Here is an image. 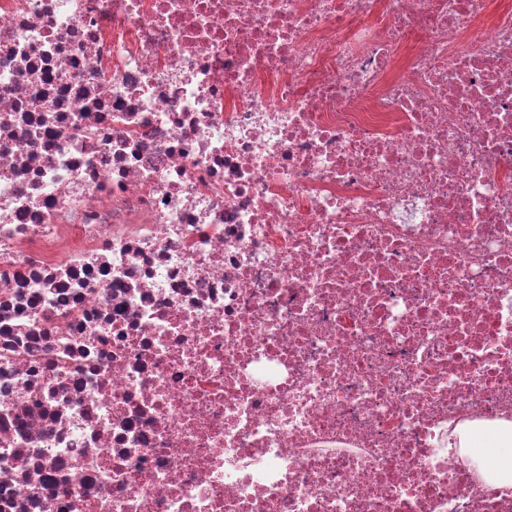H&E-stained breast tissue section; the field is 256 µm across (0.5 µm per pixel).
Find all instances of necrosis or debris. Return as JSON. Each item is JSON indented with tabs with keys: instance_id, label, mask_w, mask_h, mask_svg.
<instances>
[{
	"instance_id": "necrosis-or-debris-1",
	"label": "necrosis or debris",
	"mask_w": 512,
	"mask_h": 512,
	"mask_svg": "<svg viewBox=\"0 0 512 512\" xmlns=\"http://www.w3.org/2000/svg\"><path fill=\"white\" fill-rule=\"evenodd\" d=\"M512 6L0 0V512H512ZM500 436L503 440L504 446L498 450L497 454V467L496 473L499 478L494 481V485H510L512 486V443L511 447L508 443L510 433L512 435V422H502L499 427Z\"/></svg>"
}]
</instances>
